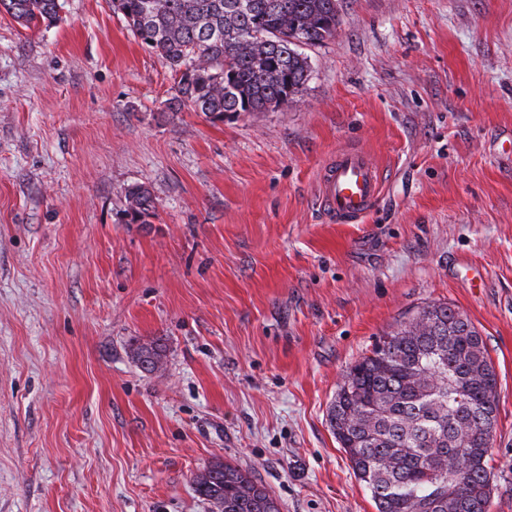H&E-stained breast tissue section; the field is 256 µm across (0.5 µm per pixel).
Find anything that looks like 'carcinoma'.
<instances>
[{
	"mask_svg": "<svg viewBox=\"0 0 512 512\" xmlns=\"http://www.w3.org/2000/svg\"><path fill=\"white\" fill-rule=\"evenodd\" d=\"M141 44L177 81L176 109L222 121L291 102L310 74L297 50L331 36L339 0H110ZM32 28L58 19L60 0H0ZM131 224L155 214L150 189L126 192ZM147 373L162 365L152 341L133 349ZM498 380L483 337L446 303L422 307L355 361L328 423L376 512H488ZM219 512H281L252 471L216 461L194 479Z\"/></svg>",
	"mask_w": 512,
	"mask_h": 512,
	"instance_id": "1",
	"label": "carcinoma"
}]
</instances>
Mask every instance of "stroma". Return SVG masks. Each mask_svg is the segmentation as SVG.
Masks as SVG:
<instances>
[{
    "label": "stroma",
    "mask_w": 512,
    "mask_h": 512,
    "mask_svg": "<svg viewBox=\"0 0 512 512\" xmlns=\"http://www.w3.org/2000/svg\"><path fill=\"white\" fill-rule=\"evenodd\" d=\"M60 4L0 13V512H210L217 460L281 512H376L327 410L436 302L497 372L489 512H512V0H340L292 102L218 122L172 109L107 0ZM343 146L386 176L361 224L317 204ZM60 0H0V9L21 25L32 28L58 19ZM127 208L125 214L131 224L149 223L156 209L155 198L150 189L144 185H136L126 192ZM162 352L161 345L152 341L150 343L140 344L133 349V357L145 372L151 373L161 367Z\"/></svg>",
    "instance_id": "stroma-1"
}]
</instances>
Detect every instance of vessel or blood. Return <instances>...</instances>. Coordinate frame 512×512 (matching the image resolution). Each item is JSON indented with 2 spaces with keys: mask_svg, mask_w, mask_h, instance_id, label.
I'll list each match as a JSON object with an SVG mask.
<instances>
[{
  "mask_svg": "<svg viewBox=\"0 0 512 512\" xmlns=\"http://www.w3.org/2000/svg\"><path fill=\"white\" fill-rule=\"evenodd\" d=\"M382 191L381 166L371 153L358 147L337 150L319 172L321 210L334 224L358 223L378 204Z\"/></svg>",
  "mask_w": 512,
  "mask_h": 512,
  "instance_id": "obj_1",
  "label": "vessel or blood"
}]
</instances>
